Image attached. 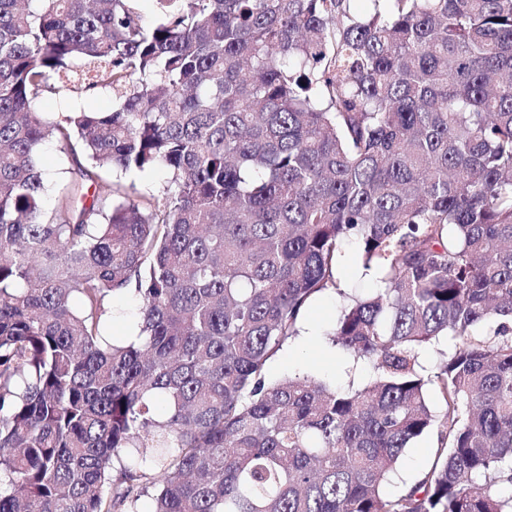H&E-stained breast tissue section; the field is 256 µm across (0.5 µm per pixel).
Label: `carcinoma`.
Here are the masks:
<instances>
[{
  "label": "carcinoma",
  "mask_w": 512,
  "mask_h": 512,
  "mask_svg": "<svg viewBox=\"0 0 512 512\" xmlns=\"http://www.w3.org/2000/svg\"><path fill=\"white\" fill-rule=\"evenodd\" d=\"M132 2L0 0V512H512V0ZM54 78L115 106L46 122ZM345 243L326 340L376 378L269 381ZM62 156L59 147L53 142H47L41 147L40 166L45 175L50 201L54 197L53 190L56 184L63 177V174L60 173L61 168H63L61 163ZM111 179L118 182L128 193L161 195L171 186V175L163 168L127 174L114 173ZM338 256L337 272L343 284H351L356 281L358 275V254L353 244H345ZM138 302L135 297H126L120 300H114L113 313L110 321V331L115 336L123 334L129 317H137ZM434 463V451L427 438H419L401 457L397 473L386 486L388 493L398 492L404 484L410 483L428 472Z\"/></svg>",
  "instance_id": "carcinoma-1"
}]
</instances>
